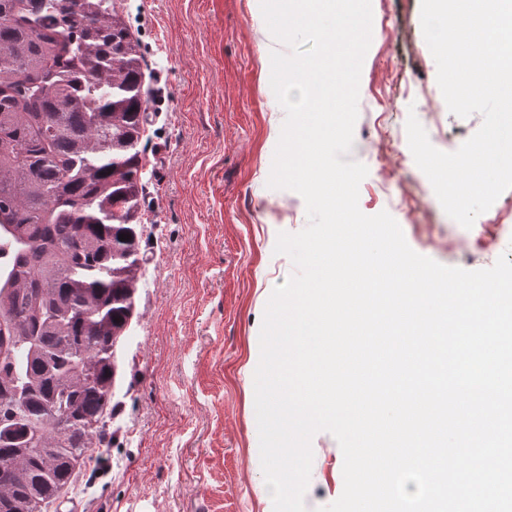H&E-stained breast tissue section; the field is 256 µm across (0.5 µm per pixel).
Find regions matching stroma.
<instances>
[{"label": "stroma", "instance_id": "obj_1", "mask_svg": "<svg viewBox=\"0 0 512 512\" xmlns=\"http://www.w3.org/2000/svg\"><path fill=\"white\" fill-rule=\"evenodd\" d=\"M143 58L146 122L134 309L114 347L104 439L44 512H273L260 461L254 374L263 315L295 271L279 233L303 198L269 188L285 112L270 85L278 49L259 0H112ZM350 157L359 208L389 212L408 245L443 265L512 261V189L466 229L446 215L406 133L457 150L480 114H452L424 40L421 0H372ZM307 512L343 490L335 437L314 436Z\"/></svg>", "mask_w": 512, "mask_h": 512}]
</instances>
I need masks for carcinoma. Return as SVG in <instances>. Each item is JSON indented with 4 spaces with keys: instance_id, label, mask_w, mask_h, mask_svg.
<instances>
[{
    "instance_id": "carcinoma-1",
    "label": "carcinoma",
    "mask_w": 512,
    "mask_h": 512,
    "mask_svg": "<svg viewBox=\"0 0 512 512\" xmlns=\"http://www.w3.org/2000/svg\"><path fill=\"white\" fill-rule=\"evenodd\" d=\"M0 0V512L95 447L132 313L141 57L112 0ZM127 234L129 239L119 240Z\"/></svg>"
}]
</instances>
